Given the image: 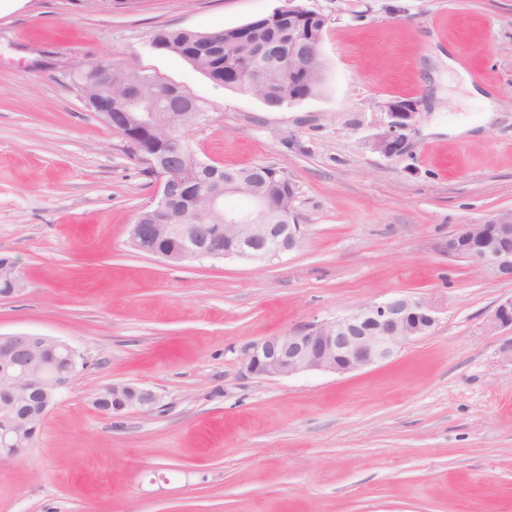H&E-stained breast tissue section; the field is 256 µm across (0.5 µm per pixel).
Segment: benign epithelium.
Masks as SVG:
<instances>
[{"label":"benign epithelium","mask_w":512,"mask_h":512,"mask_svg":"<svg viewBox=\"0 0 512 512\" xmlns=\"http://www.w3.org/2000/svg\"><path fill=\"white\" fill-rule=\"evenodd\" d=\"M288 19V44L269 41L257 46L256 55L270 66L288 69V87L313 77L311 58L321 54L322 38L330 19L307 8L302 0H288L276 7ZM114 62L109 57L72 68L71 76L88 106L102 122L119 132L134 155L153 171L155 194L130 225L131 246L139 252L170 263L203 258L235 257L266 264L295 250L303 227L290 223L296 199L295 185L284 190L276 183L239 175L223 174V167L200 159L182 134L202 119L201 112H162L133 96L126 98L125 112L112 111V96L93 98L87 88L112 83ZM420 100L389 99L382 103L380 130L370 140L372 150L386 157L398 155L415 125ZM190 157L196 166L209 168L224 180V192H208L203 213L186 210L178 214L185 191L182 160ZM243 198L245 209L228 208L224 201ZM450 257L472 262L493 278H512V211L498 213L480 224H465L441 243ZM0 273L10 277L15 288L24 283L14 261L0 260ZM437 322L433 307L413 296L392 297L367 303L356 312L329 322L309 324L297 331L271 336L245 350L243 370L258 377L291 376L319 370L346 374L391 358L403 346L432 333ZM489 324L512 329V296L501 300ZM53 345L64 352L71 366L77 354L68 344L36 334L0 336V447L14 449L31 442L36 427L60 390L70 379L51 370L41 352ZM112 412L150 410L157 396L149 389L126 384L112 385Z\"/></svg>","instance_id":"1"}]
</instances>
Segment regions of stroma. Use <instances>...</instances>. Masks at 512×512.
Instances as JSON below:
<instances>
[{
    "label": "stroma",
    "instance_id": "35a3bbf8",
    "mask_svg": "<svg viewBox=\"0 0 512 512\" xmlns=\"http://www.w3.org/2000/svg\"><path fill=\"white\" fill-rule=\"evenodd\" d=\"M279 0H0V256L26 290L0 336L67 343L83 365L29 448L0 460V512H512V281L440 249L512 210V0H305L331 22L320 95L272 108L152 45ZM111 57L180 86L205 160L295 183L300 246L263 266L134 250L154 186L66 72ZM416 97L405 152L369 141L381 102ZM474 128H447L461 117ZM432 303L433 333L339 375L256 377L245 349L369 302ZM113 383L148 411H96Z\"/></svg>",
    "mask_w": 512,
    "mask_h": 512
}]
</instances>
